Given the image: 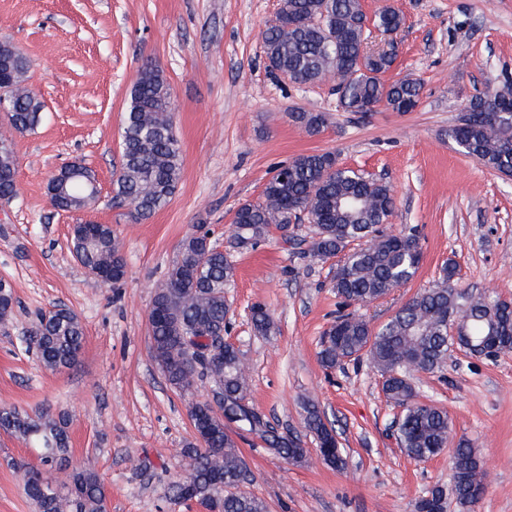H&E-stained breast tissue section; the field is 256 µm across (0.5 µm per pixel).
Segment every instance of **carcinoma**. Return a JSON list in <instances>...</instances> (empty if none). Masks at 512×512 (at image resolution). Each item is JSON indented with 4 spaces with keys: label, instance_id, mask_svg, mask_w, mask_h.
<instances>
[{
    "label": "carcinoma",
    "instance_id": "obj_1",
    "mask_svg": "<svg viewBox=\"0 0 512 512\" xmlns=\"http://www.w3.org/2000/svg\"><path fill=\"white\" fill-rule=\"evenodd\" d=\"M362 0H282L276 19L267 25L263 51L272 70L299 85H315L330 77L338 80L339 106L346 112H366L383 105L407 112L417 104L421 85L413 80L388 83L384 76L394 66V42L387 48L366 51L371 30L362 26ZM296 25L288 27V20ZM403 24L399 10L386 6L376 15L373 27L384 34ZM28 61L0 44V75L16 86L5 122L19 132L31 131L42 121L43 105L21 86ZM512 101V81L471 101L468 113L448 138L485 168L512 175V118L484 111V105ZM292 121L314 135L321 132L325 117L320 112L299 110ZM181 152L173 123L169 87L161 72L144 63L130 92L121 140L120 164L113 180L112 202L129 208L132 220L148 218L164 207L181 178ZM91 173L67 184L61 198L67 209L86 205L97 193ZM16 157L12 143L0 137V196L17 195ZM394 210L391 185L360 170L342 167L328 152L297 156L265 184L261 198L242 204L235 214L237 232L231 248L242 252L257 248L271 228L285 230L303 221L314 226L310 240L289 235L285 241L307 245L311 257L325 261L340 258L332 278L336 295L348 305L372 304L391 292L408 287L416 278L422 248L416 228L390 233L386 224ZM211 230L194 226L182 241L165 282L153 302L163 317L149 322L153 359L177 391L199 384L224 390V416H216L196 401L189 415L193 439L183 448L186 473L169 486L171 502L183 498V484L193 496L210 504L215 512H268L266 503L248 493H226L217 482L236 487L247 480L242 461L224 420L237 430L259 437L284 460L297 463L304 449L278 433L265 416L246 403L248 381L237 349L199 362L207 341L224 335L227 304L224 288L235 268L224 251L215 246ZM73 251L90 271L116 285L127 274L121 246L108 224H75ZM15 290L0 277V322L13 314ZM255 333L268 336L274 322L267 309H251ZM466 331L472 339V355L487 356L493 344L512 341V303L498 295L475 293L463 286L455 262L449 260L431 286L414 293L391 317L378 326L354 312L339 314L323 332L319 358L335 368L347 361L369 360L383 377L385 397L401 408L397 420L398 443L405 454L424 462L448 445L451 428L448 414L415 399L410 382L413 372L433 373L448 358L453 346L450 331ZM85 342V329L75 313L57 306L37 317L22 336L26 348L36 351L47 370L75 364ZM305 424L319 447L329 449L324 461L343 463L335 430L329 427L314 404L305 407ZM0 429L33 448L37 467L22 466L23 489L36 512H108V492L90 465L69 467L67 419L15 407H0ZM451 489L436 486L415 503V512H446L453 497L459 512H471L485 490V474L474 448L460 442L451 457ZM64 473L62 481L54 474Z\"/></svg>",
    "mask_w": 512,
    "mask_h": 512
}]
</instances>
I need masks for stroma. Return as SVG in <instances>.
<instances>
[{"instance_id":"stroma-1","label":"stroma","mask_w":512,"mask_h":512,"mask_svg":"<svg viewBox=\"0 0 512 512\" xmlns=\"http://www.w3.org/2000/svg\"><path fill=\"white\" fill-rule=\"evenodd\" d=\"M280 0H0V42L29 62L24 84L43 104L32 131L12 132L18 193L0 202V277L17 304L0 325V406L65 415L70 461L95 468L108 512H187L167 498L185 472L193 437L189 405L206 387L174 390L152 357L149 308L182 240L209 224L225 247L237 208L258 201L277 165L332 153L338 164L389 182L394 228L418 227L423 259L411 287L364 307L388 319L413 290L455 261L464 286L512 297V176L483 167L448 140L479 93L512 75V0H363L367 16L392 6L404 17L387 81L420 82L409 112L340 109L331 83L299 85L271 71L263 33ZM170 85L183 174L169 203L136 222L112 202L130 89L142 64ZM321 112L308 134L289 112ZM90 167L100 191L88 211L55 209L51 174ZM111 225L127 264L122 283L92 277L70 249L73 225ZM225 290L229 326L248 374L247 401L308 453L291 464L255 436L236 437L247 490L268 512H415L435 485L451 486L450 451L415 462L399 448L381 376L366 361L322 366L320 340L336 315L335 260L294 254L280 231L258 249L232 253ZM264 304L276 329L254 332ZM62 305L85 329L78 364L50 371L20 343L36 315ZM418 401L448 414L454 440L476 449L490 476L474 512H512V351L489 359L453 348L440 372L411 376ZM314 402L332 423L344 464L321 461L304 423ZM35 453L0 431V512H34L18 463Z\"/></svg>"}]
</instances>
